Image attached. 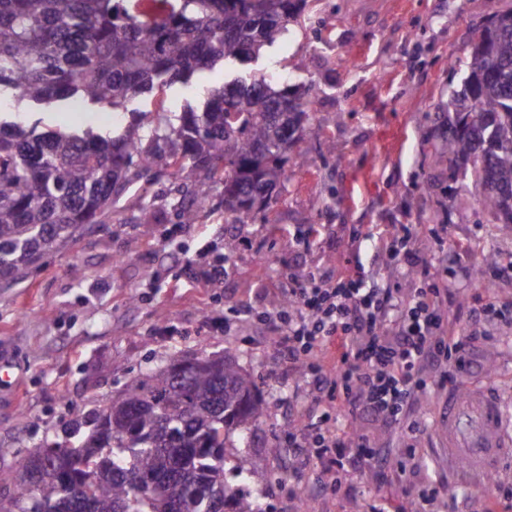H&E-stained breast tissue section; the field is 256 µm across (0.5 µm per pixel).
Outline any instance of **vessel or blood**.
Instances as JSON below:
<instances>
[{
  "label": "vessel or blood",
  "mask_w": 512,
  "mask_h": 512,
  "mask_svg": "<svg viewBox=\"0 0 512 512\" xmlns=\"http://www.w3.org/2000/svg\"><path fill=\"white\" fill-rule=\"evenodd\" d=\"M440 410L449 463L463 466L477 480L512 458V434L505 430L501 400L491 386L449 397Z\"/></svg>",
  "instance_id": "vessel-or-blood-1"
}]
</instances>
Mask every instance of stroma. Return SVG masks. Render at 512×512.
I'll list each match as a JSON object with an SVG mask.
<instances>
[{"label":"stroma","mask_w":512,"mask_h":512,"mask_svg":"<svg viewBox=\"0 0 512 512\" xmlns=\"http://www.w3.org/2000/svg\"><path fill=\"white\" fill-rule=\"evenodd\" d=\"M510 10L512 0H309L304 20L255 61L229 75L220 66L205 70L166 89V110L177 115L233 75L262 76L278 88L310 86L309 118L292 148L307 161L288 162L285 189L245 225L225 222L223 185L203 189L196 176L172 171L141 179L102 223L46 253L24 281L0 285V478L44 442L64 444L61 429L73 408L109 403L124 383L173 353L226 352L252 373L269 403L267 418L248 438L229 435L225 465L233 473L263 458L265 472L249 489L264 512H295L300 497L309 512H410L399 475L418 468L448 492L432 512H483L491 489L449 464L435 402L416 414L414 458L398 452L399 429L363 421L387 458L382 474H353L336 493H322L320 468L302 465L288 446L289 430H308L322 408L258 316L273 310L293 273L357 272L368 287L397 281L402 267L376 235L399 224L446 230L443 243L427 232L412 248L428 262L448 264L449 328L463 332L469 310L488 297L512 301V278L490 291L474 278L481 255L512 263V227L492 223L478 205L459 204L457 178L436 155V117L460 80L450 62L467 56L478 31ZM149 106L142 96L124 112L61 104L24 120L42 132L81 126L105 133L128 110ZM202 193L207 203L195 208ZM146 206L156 223H143ZM189 207L190 222L182 216ZM312 224L320 235L300 240ZM211 239L228 269L215 290L203 288L188 265ZM458 239L467 252L454 251ZM242 306L250 307L251 319L234 316ZM489 330L491 341L476 344L481 370L464 386H494L512 419V326Z\"/></svg>","instance_id":"stroma-1"}]
</instances>
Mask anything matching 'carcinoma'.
<instances>
[{
  "instance_id": "1",
  "label": "carcinoma",
  "mask_w": 512,
  "mask_h": 512,
  "mask_svg": "<svg viewBox=\"0 0 512 512\" xmlns=\"http://www.w3.org/2000/svg\"><path fill=\"white\" fill-rule=\"evenodd\" d=\"M159 18L137 0H0V283L17 284L43 251L68 244L97 224L115 196L149 172L170 168L224 183V220L248 223L249 195L284 188L289 139L309 116L311 90L276 89L234 78L208 92L200 110L171 118L162 94L205 68L255 59L300 23L308 0H163ZM153 108L131 113L117 134L90 128L37 132L3 116L72 100L126 108L133 97ZM448 136L439 156L455 170L464 203L477 202L512 224V10L491 20L471 44L461 84L448 90ZM268 404L251 373L229 354L173 356L166 367L130 380L112 406L82 412L66 434L76 443L48 465H30L0 488V512H170L168 499L143 493L131 476L164 487L179 479L182 512H264L248 482L262 461L228 479L226 433L248 431ZM89 483V497L70 487Z\"/></svg>"
}]
</instances>
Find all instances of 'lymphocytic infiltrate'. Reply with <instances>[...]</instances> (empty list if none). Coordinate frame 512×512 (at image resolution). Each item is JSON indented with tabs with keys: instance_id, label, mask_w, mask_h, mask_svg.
Listing matches in <instances>:
<instances>
[{
	"instance_id": "obj_1",
	"label": "lymphocytic infiltrate",
	"mask_w": 512,
	"mask_h": 512,
	"mask_svg": "<svg viewBox=\"0 0 512 512\" xmlns=\"http://www.w3.org/2000/svg\"><path fill=\"white\" fill-rule=\"evenodd\" d=\"M416 234V225L404 224L378 236L380 249L403 259L404 282L363 288L349 275H296L281 290L280 310L262 317L273 346L327 406L311 433L288 434L305 464H331L323 490L337 491L347 468L378 461L365 430L337 435V417L400 424L417 394L461 389L463 370L476 366L475 342L490 338L489 321L512 323V305L491 300L470 312L465 333L449 331L448 283L408 250ZM331 337L340 351L329 361L323 348Z\"/></svg>"
}]
</instances>
